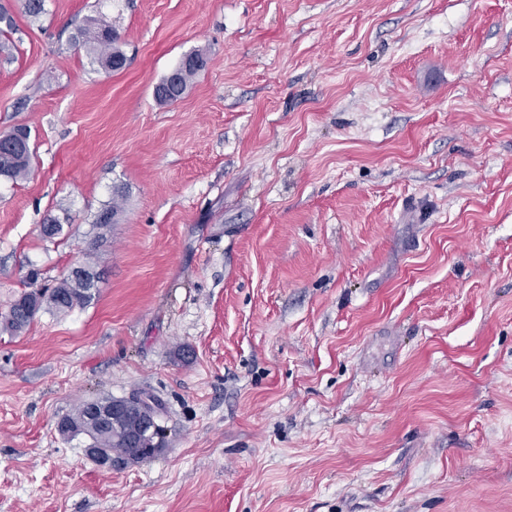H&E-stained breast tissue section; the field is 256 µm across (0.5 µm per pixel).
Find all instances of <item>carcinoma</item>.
I'll list each match as a JSON object with an SVG mask.
<instances>
[{
	"mask_svg": "<svg viewBox=\"0 0 512 512\" xmlns=\"http://www.w3.org/2000/svg\"><path fill=\"white\" fill-rule=\"evenodd\" d=\"M82 45L94 54L101 67L107 71H118L126 64V56L118 44V35L112 26L102 17L91 18L85 27L79 30ZM176 82L168 85L166 81L157 84L155 98L161 104H170L183 96L189 80L200 72V69L182 64L175 68ZM25 137L21 149H12L0 144V177L12 181L27 177L30 172V132L27 128L19 126ZM90 276L81 281L67 278L59 282L50 293H40L36 297L32 293L20 296L10 307L5 318L6 325L11 330H23L35 317L43 305L64 311L75 306L85 304L91 298V289L94 287L97 273L92 267H87ZM89 405L82 403L71 414L64 416L59 432L65 437L84 435L91 447L98 448L102 453L111 455L117 449L125 447L126 439L136 431L138 422L144 418L141 408L134 409V413L126 418H119L107 427H102L88 419Z\"/></svg>",
	"mask_w": 512,
	"mask_h": 512,
	"instance_id": "obj_1",
	"label": "carcinoma"
}]
</instances>
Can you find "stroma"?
<instances>
[{
    "label": "stroma",
    "mask_w": 512,
    "mask_h": 512,
    "mask_svg": "<svg viewBox=\"0 0 512 512\" xmlns=\"http://www.w3.org/2000/svg\"><path fill=\"white\" fill-rule=\"evenodd\" d=\"M0 6V133L33 152L0 178V320L99 276L0 328V512H512V0ZM101 13L116 72L75 42ZM139 391L154 455L60 435ZM184 63L198 68H204L207 64L202 56H186ZM183 59L179 65L173 70L177 73L176 82L167 85L166 77L157 84L155 98L161 104H170L178 101L183 96L189 80L198 74L202 69L191 66H184ZM13 129H17L23 133L25 142L22 144L21 151L19 149H12L0 144V177L17 181L26 178L30 172V132L26 127L22 126H18ZM2 135V141H5L7 144H13L19 137H21L20 132L16 130L2 133ZM23 152H26L27 154L25 159L21 157ZM86 267L87 274L91 275L86 280L73 281L65 278L51 289L47 297L44 292H40L39 297H34L35 292L20 296L11 305L9 314L5 318L7 327L15 332L23 330L42 309L44 303L60 311L70 310L75 306L85 304L91 298L90 291L94 287L97 278V273L92 267ZM86 272L82 266H76L71 269L68 276L73 279H83ZM36 300H39L37 308L34 311H29L28 306L31 303H36ZM159 432L157 424L155 422L154 417H146L144 419L143 432L140 437L133 442V448H142L138 453L131 452L129 457L127 458H112L102 460L98 466L101 468L112 470V468L121 467L128 465V462L135 459L141 458L143 452L150 453L152 448L156 446L157 443L154 442V439L157 437V433ZM151 447V448H150ZM144 450V451H143Z\"/></svg>",
    "instance_id": "obj_1"
}]
</instances>
